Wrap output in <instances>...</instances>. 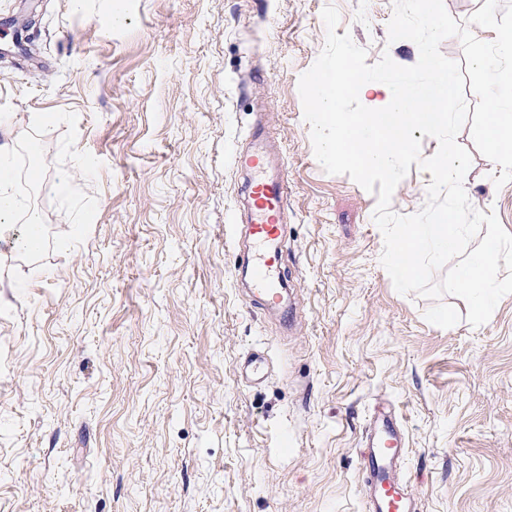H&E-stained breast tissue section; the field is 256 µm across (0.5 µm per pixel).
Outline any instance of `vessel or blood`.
Wrapping results in <instances>:
<instances>
[{
	"label": "vessel or blood",
	"instance_id": "vessel-or-blood-1",
	"mask_svg": "<svg viewBox=\"0 0 512 512\" xmlns=\"http://www.w3.org/2000/svg\"><path fill=\"white\" fill-rule=\"evenodd\" d=\"M273 146L259 142L237 153V168L250 172L248 186L250 245L239 262L250 271L251 293L267 311H280L282 325H291L294 309L282 304L286 286L281 241L287 201V181L272 171ZM406 456L405 438L395 412L381 406L374 410L372 424L359 451L365 512H419L415 494L401 475Z\"/></svg>",
	"mask_w": 512,
	"mask_h": 512
}]
</instances>
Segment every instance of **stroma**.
<instances>
[{"instance_id":"stroma-1","label":"stroma","mask_w":512,"mask_h":512,"mask_svg":"<svg viewBox=\"0 0 512 512\" xmlns=\"http://www.w3.org/2000/svg\"><path fill=\"white\" fill-rule=\"evenodd\" d=\"M328 5L367 64L418 62L388 39L393 0H120L118 23L105 0H41L25 46L20 0H0V142L43 237L16 249L19 217L0 238V512H363L381 404L420 512H512V294L479 327L448 297L444 329L395 291L376 194L325 172L303 117ZM259 126L288 180V328L246 295L228 227L248 181L232 157ZM457 141L471 205L512 233V182L469 128ZM429 183L411 166L392 211H420Z\"/></svg>"}]
</instances>
